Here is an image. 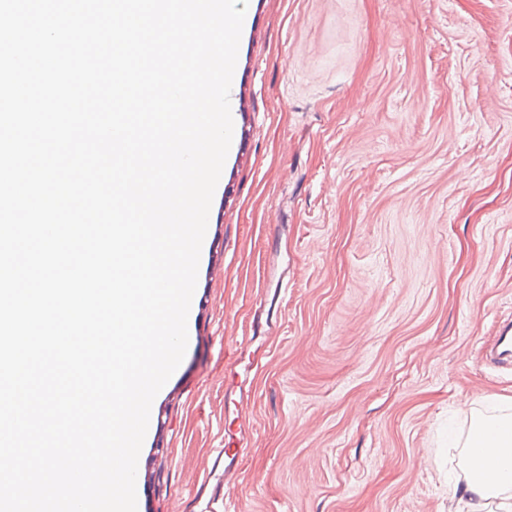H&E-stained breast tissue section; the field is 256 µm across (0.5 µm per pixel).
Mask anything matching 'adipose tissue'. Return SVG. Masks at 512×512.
Instances as JSON below:
<instances>
[{
    "instance_id": "obj_1",
    "label": "adipose tissue",
    "mask_w": 512,
    "mask_h": 512,
    "mask_svg": "<svg viewBox=\"0 0 512 512\" xmlns=\"http://www.w3.org/2000/svg\"><path fill=\"white\" fill-rule=\"evenodd\" d=\"M506 407L478 416L463 445L467 472L459 501L469 512H512V398Z\"/></svg>"
}]
</instances>
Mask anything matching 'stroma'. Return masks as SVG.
I'll list each match as a JSON object with an SVG mask.
<instances>
[{
  "label": "stroma",
  "mask_w": 512,
  "mask_h": 512,
  "mask_svg": "<svg viewBox=\"0 0 512 512\" xmlns=\"http://www.w3.org/2000/svg\"><path fill=\"white\" fill-rule=\"evenodd\" d=\"M235 125L139 512L244 441L241 512H448L512 397V0H249ZM250 337L260 371L232 366Z\"/></svg>",
  "instance_id": "obj_1"
}]
</instances>
